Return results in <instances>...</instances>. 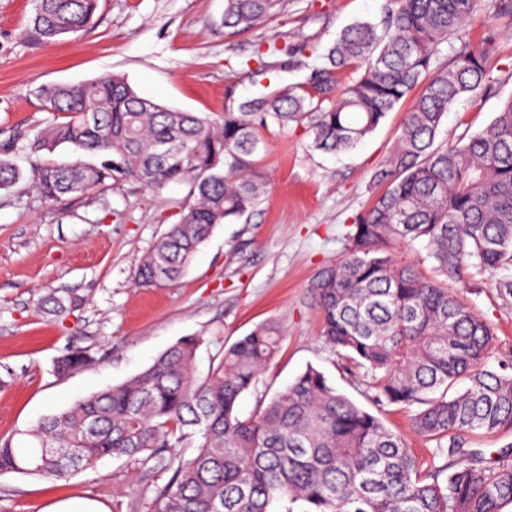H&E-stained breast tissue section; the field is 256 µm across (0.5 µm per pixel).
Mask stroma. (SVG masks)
I'll return each instance as SVG.
<instances>
[{"instance_id":"stroma-1","label":"stroma","mask_w":512,"mask_h":512,"mask_svg":"<svg viewBox=\"0 0 512 512\" xmlns=\"http://www.w3.org/2000/svg\"><path fill=\"white\" fill-rule=\"evenodd\" d=\"M386 0H285L281 14L246 32L223 23L224 0H100L94 24L79 36L45 43L26 36L34 0H0V143L34 135L52 119L35 96L42 85L77 84L106 72L125 75L137 93L168 108L219 118L236 95L253 92L256 43L287 37L305 44L300 66L281 70L277 83L304 82L349 23L380 18ZM471 42L495 35L504 70L481 102L461 97L448 110L437 144L478 132L512 97V18L495 16L479 0L469 22ZM409 108L401 103L346 153L311 148L305 123L270 126L262 155L268 189L248 219L216 227L179 281L137 283L141 258L189 198L185 183L153 194L138 182L48 202L22 180L0 190V437L18 433L86 396L121 384L149 367L179 339L202 344L196 369L206 374L219 348L273 322L281 331L276 357L238 399L246 417L268 403L307 366L322 371L340 393L397 432L420 457L431 445L408 413L365 397L361 374L345 371L321 337V315L308 294L315 274L344 256L355 215L376 198L371 177L393 150ZM445 288L488 321L493 360L512 357V306L494 279L473 271ZM77 304L47 312L45 295ZM87 350L92 363L66 376L54 361L66 349ZM167 474L124 458H108L67 480L0 475V512H49L85 499L104 512H146L144 502Z\"/></svg>"}]
</instances>
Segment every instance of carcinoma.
I'll use <instances>...</instances> for the list:
<instances>
[{"label": "carcinoma", "mask_w": 512, "mask_h": 512, "mask_svg": "<svg viewBox=\"0 0 512 512\" xmlns=\"http://www.w3.org/2000/svg\"><path fill=\"white\" fill-rule=\"evenodd\" d=\"M476 2L388 0L379 22L341 31L309 77L318 94L265 85L236 99L231 89L233 105L217 121L143 98L117 73L40 86L47 110L65 121L0 145V190L22 178L7 158L15 150L36 155L67 145L81 156L68 165L32 162L34 186L50 202L129 178L155 194L189 184L192 202L138 268L140 283L166 284L181 278L217 225L250 214L265 194L261 131L306 120L314 149L345 152L413 97L395 148L373 174L382 193L356 214L346 254L309 290L321 336L344 369L365 371L375 404L411 413L443 465L420 460L314 367L239 417V397L279 349V327L265 323L220 351L203 377L195 367L200 340L185 337L133 378L44 417L17 441L0 439V474L66 480L105 457L150 462L170 477L154 488L148 512H270L275 501L302 512H502L512 503V463L468 447L473 437L512 433V360L489 367L491 325L392 254L397 244L422 240L439 275L461 281L471 267L499 273L495 286L512 304V99L486 129L434 145L449 107L464 94H486L498 67L493 39L479 49L466 40ZM282 5L225 0L224 27L249 30ZM98 7L99 0H36L31 33L46 43L78 36ZM447 49L448 64L433 68ZM286 53V41L258 43L259 74L277 75ZM356 63L362 73L334 90L329 79ZM44 302L55 314L75 306L55 293ZM91 360L67 350L55 370L66 375ZM176 448L194 454L185 459Z\"/></svg>", "instance_id": "cac0c4a2"}]
</instances>
